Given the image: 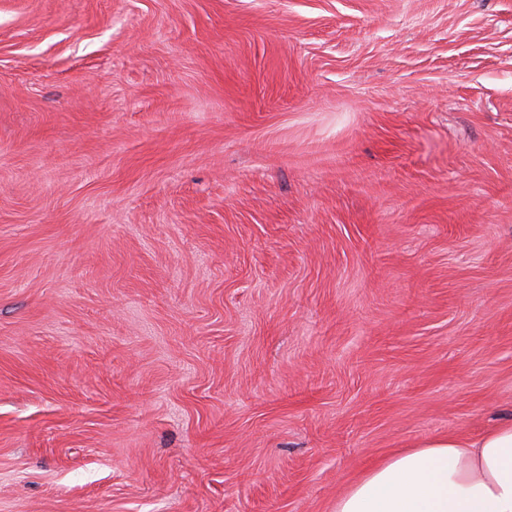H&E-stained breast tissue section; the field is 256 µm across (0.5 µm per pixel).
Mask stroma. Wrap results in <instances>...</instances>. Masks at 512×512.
Here are the masks:
<instances>
[{
  "label": "stroma",
  "mask_w": 512,
  "mask_h": 512,
  "mask_svg": "<svg viewBox=\"0 0 512 512\" xmlns=\"http://www.w3.org/2000/svg\"><path fill=\"white\" fill-rule=\"evenodd\" d=\"M511 420L512 0H0V512Z\"/></svg>",
  "instance_id": "obj_1"
}]
</instances>
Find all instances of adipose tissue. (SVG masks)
<instances>
[{
    "label": "adipose tissue",
    "mask_w": 512,
    "mask_h": 512,
    "mask_svg": "<svg viewBox=\"0 0 512 512\" xmlns=\"http://www.w3.org/2000/svg\"><path fill=\"white\" fill-rule=\"evenodd\" d=\"M334 512H512V421L393 452L337 497Z\"/></svg>",
    "instance_id": "ef3b65f1"
}]
</instances>
